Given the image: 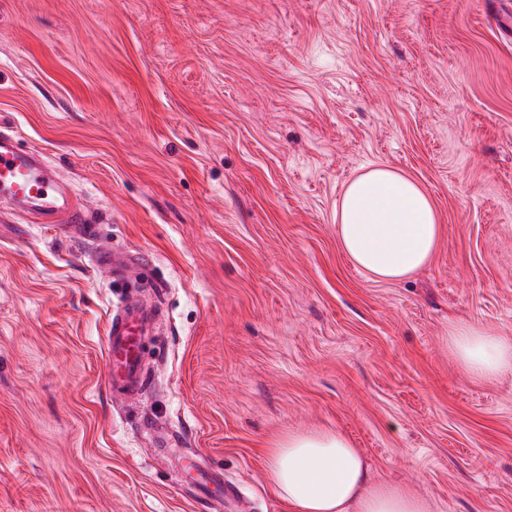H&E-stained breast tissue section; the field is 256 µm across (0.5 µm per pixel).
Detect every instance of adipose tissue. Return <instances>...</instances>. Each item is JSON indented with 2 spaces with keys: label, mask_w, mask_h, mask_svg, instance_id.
I'll use <instances>...</instances> for the list:
<instances>
[{
  "label": "adipose tissue",
  "mask_w": 512,
  "mask_h": 512,
  "mask_svg": "<svg viewBox=\"0 0 512 512\" xmlns=\"http://www.w3.org/2000/svg\"><path fill=\"white\" fill-rule=\"evenodd\" d=\"M336 232L344 253L371 279L396 282L429 263L440 226L418 182L376 165L346 187ZM448 346L475 376L512 370V341L494 329L455 322ZM266 473L293 512H429L424 500L376 481L362 453L337 431L288 434L268 453Z\"/></svg>",
  "instance_id": "1"
}]
</instances>
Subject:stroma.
Instances as JSON below:
<instances>
[{"mask_svg":"<svg viewBox=\"0 0 512 512\" xmlns=\"http://www.w3.org/2000/svg\"><path fill=\"white\" fill-rule=\"evenodd\" d=\"M1 126L161 312L111 391L123 289L0 203V512H290L266 453L327 428L433 512H512V372L448 347L512 339V0H0ZM377 164L440 224L398 282L336 235ZM448 346L461 365L477 377L493 379L512 370V343L494 329L455 322L448 330Z\"/></svg>","mask_w":512,"mask_h":512,"instance_id":"35a3bbf8","label":"stroma"}]
</instances>
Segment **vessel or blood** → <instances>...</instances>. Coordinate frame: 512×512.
Returning a JSON list of instances; mask_svg holds the SVG:
<instances>
[{
    "mask_svg": "<svg viewBox=\"0 0 512 512\" xmlns=\"http://www.w3.org/2000/svg\"><path fill=\"white\" fill-rule=\"evenodd\" d=\"M8 199L23 210L31 224L64 226L75 236L93 240L96 228L89 222L84 206L73 198L59 170L37 152L21 147L12 130L0 128V201ZM97 264L108 270L124 267L138 269L137 259L130 254L115 257L111 250L97 252ZM149 315L137 303H126L112 317L105 339V361L108 383L122 382L137 388L143 380L138 338L142 336Z\"/></svg>",
    "mask_w": 512,
    "mask_h": 512,
    "instance_id": "obj_1",
    "label": "vessel or blood"
}]
</instances>
